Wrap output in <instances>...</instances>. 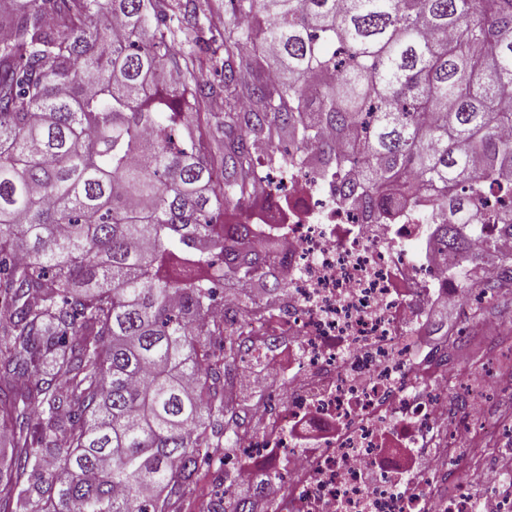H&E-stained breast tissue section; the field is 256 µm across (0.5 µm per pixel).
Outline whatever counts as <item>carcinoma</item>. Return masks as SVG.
Masks as SVG:
<instances>
[{"mask_svg": "<svg viewBox=\"0 0 512 512\" xmlns=\"http://www.w3.org/2000/svg\"><path fill=\"white\" fill-rule=\"evenodd\" d=\"M0 1V512H177L236 447L256 300L216 323V285H282L224 222L266 196L256 140L371 218L405 185L448 276L512 279L470 251L512 238V0ZM218 113L221 140L181 139Z\"/></svg>", "mask_w": 512, "mask_h": 512, "instance_id": "cac0c4a2", "label": "carcinoma"}]
</instances>
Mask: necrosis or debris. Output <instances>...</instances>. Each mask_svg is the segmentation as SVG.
Masks as SVG:
<instances>
[{"instance_id":"4bbe7bcc","label":"necrosis or debris","mask_w":512,"mask_h":512,"mask_svg":"<svg viewBox=\"0 0 512 512\" xmlns=\"http://www.w3.org/2000/svg\"><path fill=\"white\" fill-rule=\"evenodd\" d=\"M263 208L247 210L256 235L274 244L283 295L251 324L282 394L283 408L259 406L238 439L234 475L266 472L267 512H477L470 484L446 493L455 450L485 430L478 406L462 398L448 420L452 375L434 335V312L480 308L500 284L497 267H476L468 285L441 275L424 214L369 222L309 170L266 172ZM486 512H512V491L493 476L512 462V421L495 429Z\"/></svg>"}]
</instances>
